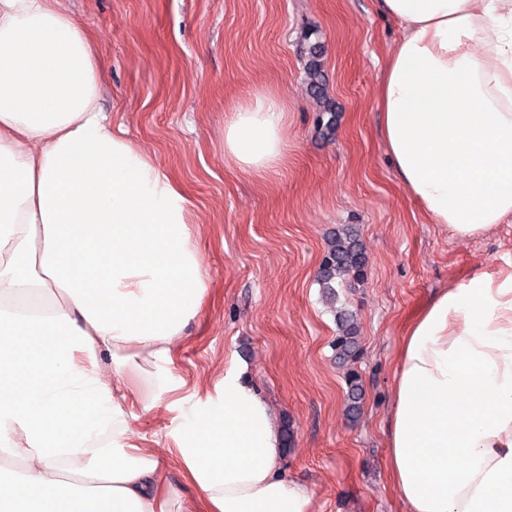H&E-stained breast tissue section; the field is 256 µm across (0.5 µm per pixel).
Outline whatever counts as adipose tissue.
Returning a JSON list of instances; mask_svg holds the SVG:
<instances>
[{"instance_id": "ef3b65f1", "label": "adipose tissue", "mask_w": 512, "mask_h": 512, "mask_svg": "<svg viewBox=\"0 0 512 512\" xmlns=\"http://www.w3.org/2000/svg\"><path fill=\"white\" fill-rule=\"evenodd\" d=\"M403 27L380 91L407 193L453 236L512 219V0H382ZM99 51L61 0H0V512H313L270 409L231 363L172 439L187 499L132 444L209 293L190 201L101 108ZM288 151L282 99L224 114L246 173ZM112 366L120 382L101 372ZM389 467L407 512H512V273H477L420 311L398 357Z\"/></svg>"}]
</instances>
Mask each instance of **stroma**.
<instances>
[{
	"instance_id": "stroma-1",
	"label": "stroma",
	"mask_w": 512,
	"mask_h": 512,
	"mask_svg": "<svg viewBox=\"0 0 512 512\" xmlns=\"http://www.w3.org/2000/svg\"><path fill=\"white\" fill-rule=\"evenodd\" d=\"M93 34L101 99L113 125L154 157L193 204L209 296L176 348L182 389L144 411L129 399L144 448L178 423L183 396L206 393L244 362L294 443L284 469L314 493V512H405L388 473L397 354L439 289L512 270V221L460 240L404 190L379 118V86L401 26L379 0H64ZM322 44L325 95L311 94L309 48ZM258 91L288 103V153L251 175L224 158V114ZM357 225L367 280L346 297L358 315L364 385L344 414L336 321L316 280L331 231Z\"/></svg>"
}]
</instances>
